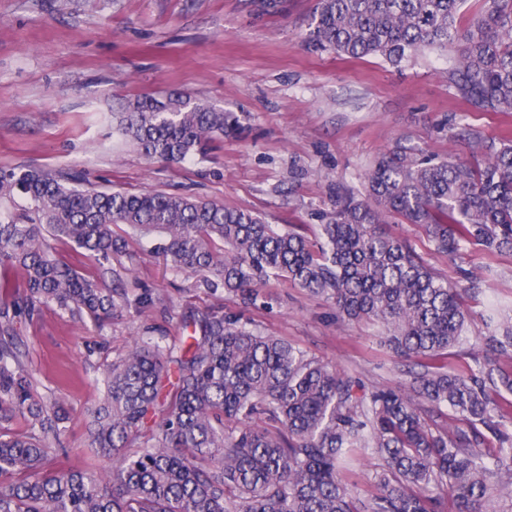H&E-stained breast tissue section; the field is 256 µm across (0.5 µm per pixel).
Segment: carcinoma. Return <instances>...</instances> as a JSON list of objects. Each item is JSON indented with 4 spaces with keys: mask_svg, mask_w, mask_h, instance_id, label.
Listing matches in <instances>:
<instances>
[{
    "mask_svg": "<svg viewBox=\"0 0 512 512\" xmlns=\"http://www.w3.org/2000/svg\"><path fill=\"white\" fill-rule=\"evenodd\" d=\"M318 0L306 43L393 66L456 48L448 82L482 112H512V0ZM240 118L181 93L144 96L120 130L148 159L178 165L240 129ZM484 159L436 160L395 146L365 177V195L336 191L319 213L321 242L224 204L181 194L101 190L53 170L0 168V288L13 310L98 318L116 308L98 284L129 235L159 236L170 268L245 305L272 278L325 297L336 319L383 324L409 380L365 389L335 366L235 315L207 310L172 346L146 327L110 363L89 412L90 447L116 459L40 472L64 407L34 399L8 310L0 312V512H498L512 499V310L489 317L482 349L457 371L470 314L465 289L437 276L391 220L419 226L456 260L467 246L512 252V140ZM22 417L27 429L10 423ZM496 451H482L489 440ZM368 448L376 491L353 497L342 463Z\"/></svg>",
    "mask_w": 512,
    "mask_h": 512,
    "instance_id": "1",
    "label": "carcinoma"
}]
</instances>
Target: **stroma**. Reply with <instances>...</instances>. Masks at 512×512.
<instances>
[{
    "label": "stroma",
    "instance_id": "obj_1",
    "mask_svg": "<svg viewBox=\"0 0 512 512\" xmlns=\"http://www.w3.org/2000/svg\"><path fill=\"white\" fill-rule=\"evenodd\" d=\"M316 3L285 0L282 12L260 16L253 0H0V168L54 169L104 190L212 200L294 225L314 241L316 215L329 209L332 192L362 191L367 169L395 143L473 161L480 142L512 136V113L478 112L455 97L444 75L453 48L398 68L307 48ZM170 92L236 113L242 132L179 165L148 161L112 115L137 97ZM387 230L409 240L440 277L456 281L463 267L482 278L481 293L466 298L472 329L489 304L512 306V252L472 245L456 264L417 226ZM153 244L130 243L136 280L128 285L133 295L150 289L153 306L122 307L101 323L54 306L14 319L33 396L55 397L69 412L49 470L111 467L94 457L87 429L107 364L144 326L177 340L183 317L197 310L235 314L365 385L396 379L377 324H339L325 298L284 279L243 305L174 273Z\"/></svg>",
    "mask_w": 512,
    "mask_h": 512
}]
</instances>
